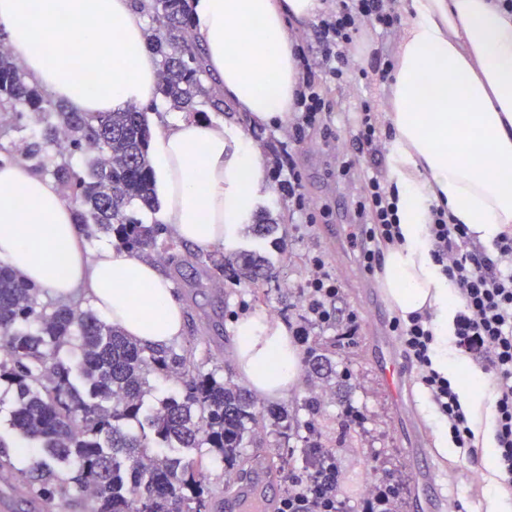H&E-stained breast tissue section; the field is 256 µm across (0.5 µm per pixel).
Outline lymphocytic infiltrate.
Returning a JSON list of instances; mask_svg holds the SVG:
<instances>
[{
	"label": "lymphocytic infiltrate",
	"mask_w": 512,
	"mask_h": 512,
	"mask_svg": "<svg viewBox=\"0 0 512 512\" xmlns=\"http://www.w3.org/2000/svg\"><path fill=\"white\" fill-rule=\"evenodd\" d=\"M396 0H340L337 8L321 12L317 43L299 54L304 80L296 95L299 111L289 132L290 142L302 140L305 127L318 122L325 110L316 73L334 80L348 77L347 52L362 27L388 31L399 21ZM349 141L351 158L338 172L348 175L357 158H367L363 173L365 197L356 203L358 222L351 243L368 272L381 267L383 250L400 242L397 198L379 177L382 153L377 145L375 116L362 104ZM435 262L441 265L459 308L453 323L454 348L493 381V418L497 466L502 488L512 492V231L501 232L492 245L480 242L469 225L452 224L446 212L433 207L425 224ZM300 309L289 328L300 346H307L314 330L332 329L340 346L354 344L356 313L338 306L341 287L325 258L312 257L304 283L298 290ZM407 360L418 365L421 382L434 403L441 424L455 447L472 448L475 434L463 409L453 378L432 367L431 317L416 313L407 321H394ZM325 478L312 474L289 476L278 512H399L402 483L393 477L375 479L371 489L351 501L335 464H327Z\"/></svg>",
	"instance_id": "f902f5d3"
}]
</instances>
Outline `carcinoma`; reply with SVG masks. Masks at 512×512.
I'll use <instances>...</instances> for the list:
<instances>
[{
	"label": "carcinoma",
	"mask_w": 512,
	"mask_h": 512,
	"mask_svg": "<svg viewBox=\"0 0 512 512\" xmlns=\"http://www.w3.org/2000/svg\"><path fill=\"white\" fill-rule=\"evenodd\" d=\"M143 8L154 24L147 33L160 57L159 94L182 112L220 109L191 36L193 0H148ZM0 110L18 122L28 112L49 123L22 153L35 171L53 177L74 204L78 223L115 233L137 256L174 248L165 225L133 215L136 208H157L145 111L71 112L30 83L2 45ZM77 152L93 153L84 172L68 159ZM223 268L251 285L271 271L255 250L231 254ZM335 372L326 355L311 350L308 376L334 381L332 393L344 398L349 376ZM156 373L179 376L182 387L149 412L145 398ZM0 382L17 393L13 427L45 453L39 468L18 472V479L50 507L75 490L92 500L94 512H223L224 502L213 500L206 484L203 461L248 480L246 435L258 426L283 434L298 425L288 406L259 408L246 388L196 371L172 350L144 346L90 310L43 300L39 289L2 265ZM176 448L195 455H176Z\"/></svg>",
	"instance_id": "obj_1"
}]
</instances>
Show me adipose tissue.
Listing matches in <instances>:
<instances>
[{
	"mask_svg": "<svg viewBox=\"0 0 512 512\" xmlns=\"http://www.w3.org/2000/svg\"><path fill=\"white\" fill-rule=\"evenodd\" d=\"M320 0H196L193 39L225 98L259 126L287 125L301 84L289 27ZM414 20L389 86L393 130L387 178L396 189L401 244L385 256L383 287L402 316L429 313L432 366L448 370L455 310L448 278L425 242L427 213L444 209L483 243L512 227V11L503 0H407ZM72 23L64 27L61 16ZM0 30L28 80L74 112L151 108L157 58L134 0H0ZM109 57L77 64L72 43ZM160 216L193 249H235L240 227L269 194L264 162L223 119L171 116L153 129ZM0 263L49 297L86 300L148 346L181 336L184 312L154 262L89 247L56 182L19 161L0 163ZM234 359L261 395L297 381L299 351L276 319L243 316ZM475 441L495 446L489 388L462 385Z\"/></svg>",
	"mask_w": 512,
	"mask_h": 512,
	"instance_id": "1",
	"label": "adipose tissue"
}]
</instances>
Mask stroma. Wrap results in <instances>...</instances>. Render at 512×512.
<instances>
[{"mask_svg": "<svg viewBox=\"0 0 512 512\" xmlns=\"http://www.w3.org/2000/svg\"><path fill=\"white\" fill-rule=\"evenodd\" d=\"M400 17V23L387 34L362 31L352 48L351 58L367 71V78L339 82L321 73L316 76L326 104V124L306 129L303 140L294 147L312 222H305L276 177L277 157L288 141L287 128L252 126L246 113L225 103V121L252 140L264 158L271 193L256 213L272 217L278 228L261 238L254 235L250 225H243L240 247L260 250L271 263V275L255 286L236 282L215 267L216 261L225 256L223 249L204 252L179 244L171 261L158 264L184 310L183 333L170 347L190 357L197 370L243 384L233 354L235 319L245 314L270 313L284 322L293 319L299 308L297 290L307 276L308 261L313 255H323L343 288V307L357 313L360 328L349 347H337L332 330L316 331L309 345L323 349L338 366L349 368V398L363 412L365 423L360 428L343 430L340 402L325 397V384L309 380L303 371L288 395L282 396V403L300 411L307 400H320L314 430L320 433L324 447L336 450L344 461L351 491L363 489V468L368 465L375 473L404 478L405 497L415 496L420 474L413 463V451L425 448L435 477L446 489L448 502H461L466 512H487L488 500L497 493L498 485L488 480L484 460H471L460 448H436L439 417L420 382L418 368L402 363V394L397 399L379 372L377 362L383 354L402 351L398 336L388 324L396 311L389 308L388 318L382 322L370 318L373 304H386L388 298L381 274L364 270L350 244L355 222L353 203L363 194L364 183L357 175L346 179L336 175L343 157L341 140L348 137V123L362 103L373 107L381 146H388L392 138L387 120L388 83L379 78L377 70L384 61L397 57L404 30L413 19L406 11ZM14 406V389L0 384V443L16 468L28 470L37 467L44 455L41 449L24 447L12 426ZM311 431L302 427L283 439L265 428L247 439L245 452L252 457L260 449H277L276 461L283 473L276 476L275 482L280 485L285 473L303 471L304 450Z\"/></svg>", "mask_w": 512, "mask_h": 512, "instance_id": "35a3bbf8", "label": "stroma"}]
</instances>
